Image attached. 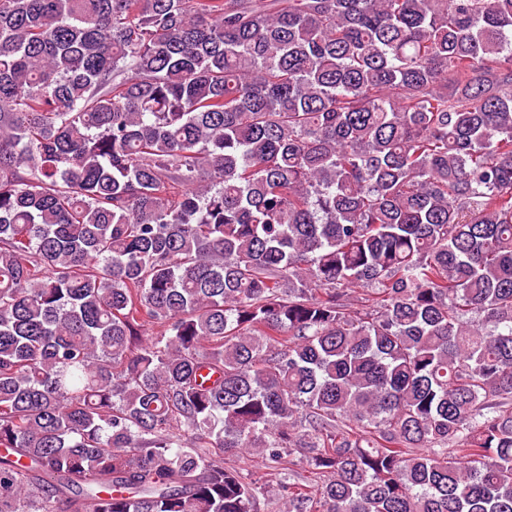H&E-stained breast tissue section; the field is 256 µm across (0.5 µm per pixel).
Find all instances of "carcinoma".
I'll use <instances>...</instances> for the list:
<instances>
[{
	"label": "carcinoma",
	"instance_id": "1",
	"mask_svg": "<svg viewBox=\"0 0 512 512\" xmlns=\"http://www.w3.org/2000/svg\"><path fill=\"white\" fill-rule=\"evenodd\" d=\"M0 448V512H512V0H0Z\"/></svg>",
	"mask_w": 512,
	"mask_h": 512
}]
</instances>
